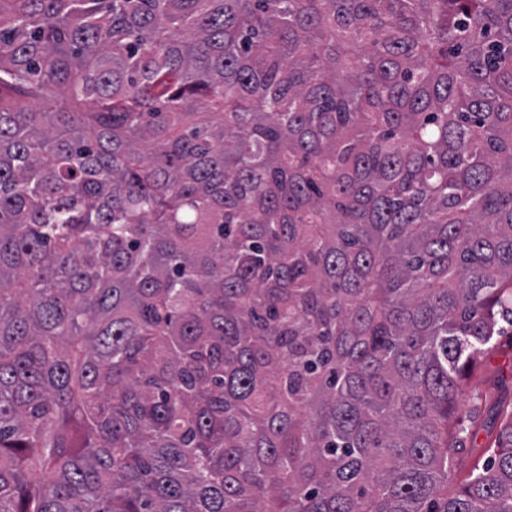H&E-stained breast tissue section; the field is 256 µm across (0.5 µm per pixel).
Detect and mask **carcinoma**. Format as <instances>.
<instances>
[{
    "mask_svg": "<svg viewBox=\"0 0 512 512\" xmlns=\"http://www.w3.org/2000/svg\"><path fill=\"white\" fill-rule=\"evenodd\" d=\"M512 0H0V512H512ZM507 329L500 338L501 346L495 350L486 362V367L492 373L499 375L507 384L512 385V326L503 323Z\"/></svg>",
    "mask_w": 512,
    "mask_h": 512,
    "instance_id": "obj_1",
    "label": "carcinoma"
}]
</instances>
